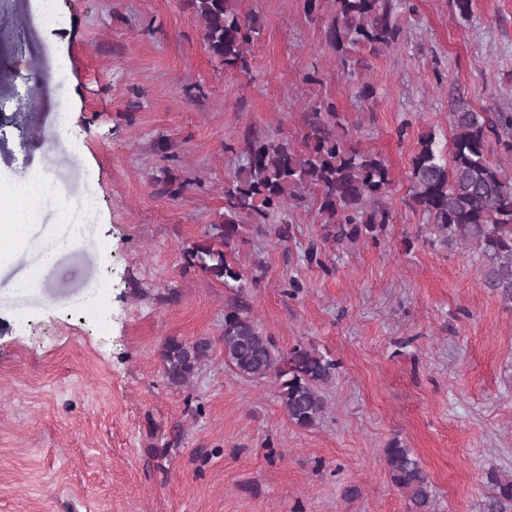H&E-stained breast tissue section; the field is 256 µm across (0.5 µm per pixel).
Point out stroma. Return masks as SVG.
Segmentation results:
<instances>
[{
  "mask_svg": "<svg viewBox=\"0 0 512 512\" xmlns=\"http://www.w3.org/2000/svg\"><path fill=\"white\" fill-rule=\"evenodd\" d=\"M260 15L248 68L226 71L187 0H6L0 7V174L33 166L105 243L62 253L40 291L0 271V512H409L383 450L412 448L435 512H483L512 475V302L478 257L432 245L409 206L420 135L452 139L451 103L512 112V0H411L401 34L343 69L327 11L235 0ZM374 88L362 101L357 90ZM390 169L392 224L326 235L318 194L289 236L246 227L226 251L249 283L186 268L219 244L224 188L247 134L303 148L316 104ZM317 246L320 263L308 262ZM106 298H99V289ZM241 302L281 350L336 360L320 422L302 430L275 380L224 360V309ZM211 338L195 378L168 385V337Z\"/></svg>",
  "mask_w": 512,
  "mask_h": 512,
  "instance_id": "stroma-1",
  "label": "stroma"
}]
</instances>
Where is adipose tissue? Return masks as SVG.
Returning <instances> with one entry per match:
<instances>
[{
    "label": "adipose tissue",
    "instance_id": "1",
    "mask_svg": "<svg viewBox=\"0 0 512 512\" xmlns=\"http://www.w3.org/2000/svg\"><path fill=\"white\" fill-rule=\"evenodd\" d=\"M60 191L40 168L29 169L24 176L0 179V264L32 262L34 273L20 284L21 290L41 288V276L50 271L61 253L70 247L83 246L92 257H99L103 243L89 236L81 218L59 201ZM49 209L61 215L66 232L46 229L38 238L29 230Z\"/></svg>",
    "mask_w": 512,
    "mask_h": 512
}]
</instances>
